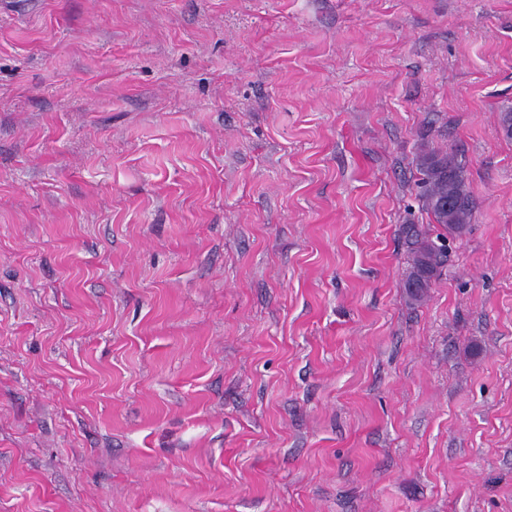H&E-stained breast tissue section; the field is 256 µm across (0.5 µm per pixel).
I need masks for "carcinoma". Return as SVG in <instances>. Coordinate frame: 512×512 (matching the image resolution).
Instances as JSON below:
<instances>
[{"instance_id":"obj_1","label":"carcinoma","mask_w":512,"mask_h":512,"mask_svg":"<svg viewBox=\"0 0 512 512\" xmlns=\"http://www.w3.org/2000/svg\"><path fill=\"white\" fill-rule=\"evenodd\" d=\"M417 169L420 174L417 186L425 210L445 231L463 233L475 205L460 165L447 152H431L419 158ZM404 234L410 254L407 288L412 296L419 297L438 271L440 254L425 228L410 224Z\"/></svg>"}]
</instances>
